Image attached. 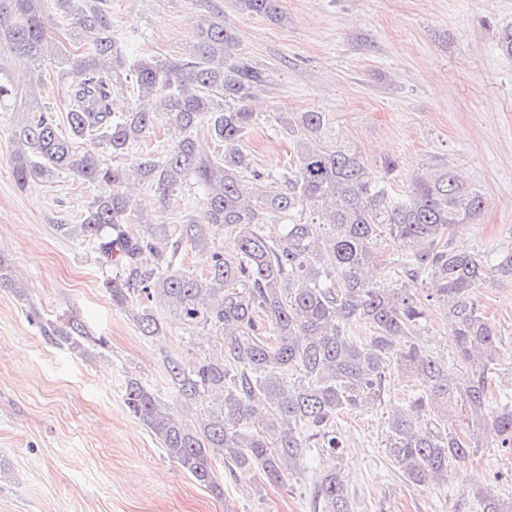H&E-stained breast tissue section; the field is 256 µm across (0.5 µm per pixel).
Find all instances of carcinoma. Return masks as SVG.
Returning a JSON list of instances; mask_svg holds the SVG:
<instances>
[{"instance_id":"cac0c4a2","label":"carcinoma","mask_w":512,"mask_h":512,"mask_svg":"<svg viewBox=\"0 0 512 512\" xmlns=\"http://www.w3.org/2000/svg\"><path fill=\"white\" fill-rule=\"evenodd\" d=\"M237 4L281 19L277 0ZM50 8L72 18L82 52L56 44ZM4 48L29 63L21 82L0 69V112L18 107L27 113L11 130L16 184L62 172L97 184L101 191L82 222L60 230L95 242L101 267L112 271V301L136 303L141 335L163 334L156 314L161 306L213 344L203 357L166 360L175 400L194 411L192 420L135 379L123 395L129 412L197 483L222 495L216 464L260 484L300 473L312 443L336 453L339 415L379 401L392 369L417 386L413 414L399 411L388 419L389 447L407 482L447 483L448 467L479 447L476 432L488 425L498 447L512 450V401L495 404L492 391L503 339L473 298L483 285L512 284V246L453 247L455 230L475 223L484 209L481 193L455 169L417 171L406 194L395 197L386 182L399 172L397 161L372 170L357 149L322 140V113L304 112L281 118L297 136V164L278 178L263 175L243 137L253 118L248 101L265 79L235 55V35L222 20L196 24L184 59L130 64L112 37L105 0H0ZM46 63L67 80L68 136L59 131L53 108L38 101ZM129 87L134 97L118 112L115 92ZM158 122L174 135L162 158L146 154L123 166L101 158L128 159ZM201 130L224 148L217 158L197 156L194 137ZM76 138L91 148L79 150ZM190 176L204 189L208 225L143 219L142 234L126 231L141 214L124 191L130 179L164 199ZM297 214L305 221L283 225L277 238L264 234L270 219ZM224 226L235 231L227 252L211 239ZM384 236L403 246L390 261L389 284L375 251ZM189 251L201 258L205 273L180 267ZM418 279L428 285L426 299H436L448 318L457 355L467 365L459 378L415 341L426 310L404 283ZM361 323L372 335H353ZM40 328L74 346L85 334L77 320L65 330ZM395 336L407 344L395 347ZM454 402L464 406L466 438L448 414ZM474 495L480 512H512V494ZM311 506L314 512H352L336 469L318 476Z\"/></svg>"}]
</instances>
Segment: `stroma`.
<instances>
[{"mask_svg":"<svg viewBox=\"0 0 512 512\" xmlns=\"http://www.w3.org/2000/svg\"><path fill=\"white\" fill-rule=\"evenodd\" d=\"M117 46L128 60L185 57L194 24L222 16L236 53L266 75L250 106L243 145L263 173L293 166L296 138L278 118L324 115L323 138L355 147L370 164L393 158L404 169L456 167L488 200L476 223L453 241L473 250L512 242V59L497 33L512 26V0H278L281 20L248 14L235 0H106ZM22 118L0 112V257L21 287H0V512H309L317 476L343 472L353 512H478L476 489L512 492V451L492 430L480 449L452 464L448 482L407 483L387 446V420L408 409L411 386L391 374L373 407L342 413L343 453L311 449L304 472L268 481L217 467L215 496L170 461L124 405L128 379L169 402L163 359H192L207 342L167 310L162 336H141L129 307L116 306L110 274L93 242L62 235L80 223L99 189L59 174L18 188L9 157L10 128ZM143 223L205 220L204 191L188 179L167 200L132 185ZM474 298L504 344L493 384L512 396V285L477 289ZM40 321H33V314ZM80 320L89 336L73 347L44 336L39 324ZM418 343L456 373L447 318L428 307Z\"/></svg>","mask_w":512,"mask_h":512,"instance_id":"1","label":"stroma"}]
</instances>
